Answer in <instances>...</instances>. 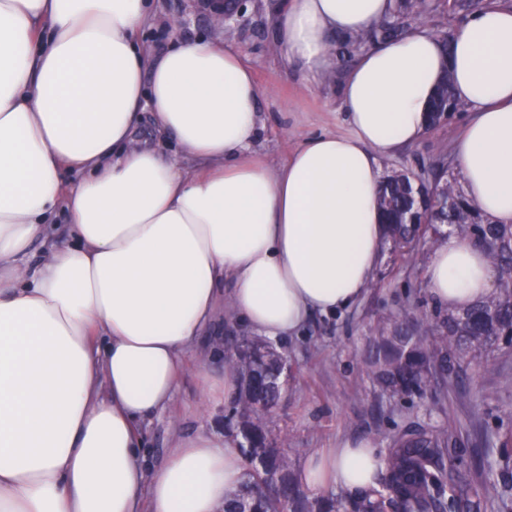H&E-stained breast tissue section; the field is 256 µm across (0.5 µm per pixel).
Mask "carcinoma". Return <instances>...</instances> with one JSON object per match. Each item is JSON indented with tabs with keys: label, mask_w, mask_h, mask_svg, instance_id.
<instances>
[{
	"label": "carcinoma",
	"mask_w": 512,
	"mask_h": 512,
	"mask_svg": "<svg viewBox=\"0 0 512 512\" xmlns=\"http://www.w3.org/2000/svg\"><path fill=\"white\" fill-rule=\"evenodd\" d=\"M474 0H394L391 15L366 33L346 38L356 49L375 47L404 35L415 23L443 9L468 13ZM465 109L455 97L450 75L442 77L430 106L427 132ZM428 176L427 189L443 205L408 224L412 179ZM460 174L438 159L415 171L393 172L384 178L381 206L391 226L394 252L403 255L429 235L438 243L441 225L456 228L480 247L498 272L495 292L462 311L433 312L436 333L418 334L415 315L398 313L372 329L364 369L374 384L398 400L421 398L436 381L461 362L481 365L512 345V224H494L468 202L459 186ZM285 354L273 345L236 336L224 349V365L239 375L226 433L243 440V481L224 502V512H512V483L487 474L464 479L454 464L456 431L451 425L412 426L385 435L384 468L374 485L354 492L314 497L299 483L288 452V440L271 435L266 408L279 403L285 388H276Z\"/></svg>",
	"instance_id": "carcinoma-1"
}]
</instances>
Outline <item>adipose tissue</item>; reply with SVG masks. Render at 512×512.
Returning <instances> with one entry per match:
<instances>
[{
	"instance_id": "obj_1",
	"label": "adipose tissue",
	"mask_w": 512,
	"mask_h": 512,
	"mask_svg": "<svg viewBox=\"0 0 512 512\" xmlns=\"http://www.w3.org/2000/svg\"><path fill=\"white\" fill-rule=\"evenodd\" d=\"M391 10L284 0L275 45L321 78L334 38ZM151 18L150 0H0V512H222L243 477L231 442L180 440L150 471L141 426L173 400L220 299L271 340L359 301L388 234L381 163L424 135L442 71L470 109L451 145L464 194L512 224V8L491 0L446 51L424 25L363 51L339 89L345 132L277 167L252 150L251 66L210 41L152 54L138 39ZM146 110L198 167L136 144ZM69 171L86 177L67 185ZM426 280L453 311L496 288L458 236ZM383 466L373 441H347L312 452L299 478L353 491Z\"/></svg>"
}]
</instances>
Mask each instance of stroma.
I'll use <instances>...</instances> for the list:
<instances>
[{
  "label": "stroma",
  "instance_id": "1",
  "mask_svg": "<svg viewBox=\"0 0 512 512\" xmlns=\"http://www.w3.org/2000/svg\"><path fill=\"white\" fill-rule=\"evenodd\" d=\"M205 0H156V22L139 35L146 48L183 39L230 44L250 64L264 91L259 102L263 130L255 149L274 165L283 163L303 141L322 132L345 129L337 89L349 65L337 60L334 71L320 83L305 82L286 68L274 49L281 0H262L261 11L248 12L231 28H215ZM179 19L169 27V19ZM460 120L425 135L398 157L384 161L383 171L413 168L419 162L449 154L460 131ZM431 244L419 243L412 254L384 252L374 280L349 311L315 315L302 330L282 340L288 352V393L271 417L275 435L287 438L296 463L345 440H363L376 431L394 432L411 425L454 421L461 428L456 465L467 479L502 469L512 457V350L496 354L487 364L461 365L439 384L442 404L413 399L394 401L382 394L362 367L371 330L383 317L411 307L430 311L425 271ZM210 351L190 352L180 387L169 406L143 426L147 469L161 465L177 439L201 433L223 436L224 407L210 403L198 384V374L213 365Z\"/></svg>",
  "mask_w": 512,
  "mask_h": 512
}]
</instances>
